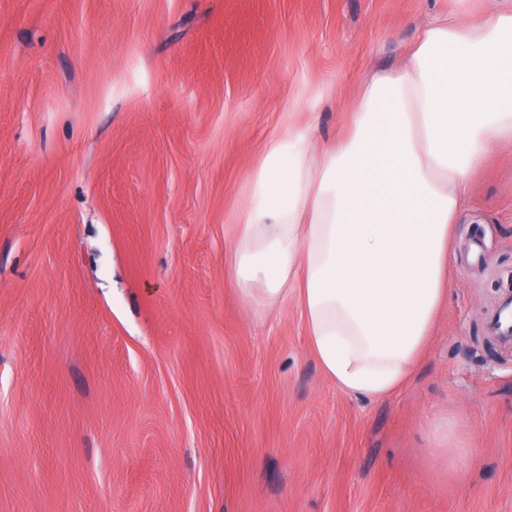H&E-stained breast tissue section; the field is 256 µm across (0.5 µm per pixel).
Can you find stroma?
<instances>
[{"label":"stroma","mask_w":512,"mask_h":512,"mask_svg":"<svg viewBox=\"0 0 512 512\" xmlns=\"http://www.w3.org/2000/svg\"><path fill=\"white\" fill-rule=\"evenodd\" d=\"M456 0H0V512H512V154L413 379L336 389L224 272L266 144L335 139ZM509 304L512 305V297H510V302L505 303L501 314L498 313L492 317L489 322V330L499 339L512 342V310Z\"/></svg>","instance_id":"obj_1"}]
</instances>
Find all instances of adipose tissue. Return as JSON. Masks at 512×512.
<instances>
[{
    "instance_id": "obj_1",
    "label": "adipose tissue",
    "mask_w": 512,
    "mask_h": 512,
    "mask_svg": "<svg viewBox=\"0 0 512 512\" xmlns=\"http://www.w3.org/2000/svg\"><path fill=\"white\" fill-rule=\"evenodd\" d=\"M426 23L395 69L362 85L348 129L270 141L224 253L259 311L294 301L340 391L391 397L412 379L451 282L473 174L512 148V0Z\"/></svg>"
}]
</instances>
